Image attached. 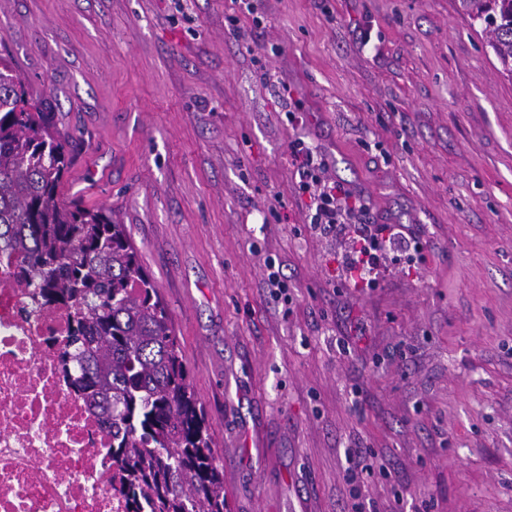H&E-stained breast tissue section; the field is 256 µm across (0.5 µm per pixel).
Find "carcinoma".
Wrapping results in <instances>:
<instances>
[{
	"instance_id": "obj_1",
	"label": "carcinoma",
	"mask_w": 512,
	"mask_h": 512,
	"mask_svg": "<svg viewBox=\"0 0 512 512\" xmlns=\"http://www.w3.org/2000/svg\"><path fill=\"white\" fill-rule=\"evenodd\" d=\"M512 80V0H456ZM67 144L0 57V244L24 256L27 288L72 309L65 369L111 424L131 512H226L224 469L170 314L124 225L66 200Z\"/></svg>"
}]
</instances>
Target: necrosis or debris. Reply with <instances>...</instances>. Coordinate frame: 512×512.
<instances>
[{
    "label": "necrosis or debris",
    "instance_id": "necrosis-or-debris-1",
    "mask_svg": "<svg viewBox=\"0 0 512 512\" xmlns=\"http://www.w3.org/2000/svg\"><path fill=\"white\" fill-rule=\"evenodd\" d=\"M0 249V512H128L105 417L66 374L65 305Z\"/></svg>",
    "mask_w": 512,
    "mask_h": 512
}]
</instances>
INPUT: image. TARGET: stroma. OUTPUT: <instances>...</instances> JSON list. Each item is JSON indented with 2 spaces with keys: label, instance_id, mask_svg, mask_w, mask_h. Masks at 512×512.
<instances>
[{
  "label": "stroma",
  "instance_id": "35a3bbf8",
  "mask_svg": "<svg viewBox=\"0 0 512 512\" xmlns=\"http://www.w3.org/2000/svg\"><path fill=\"white\" fill-rule=\"evenodd\" d=\"M253 2L0 0V55L168 308L228 512H512V82L452 0ZM298 137L421 262L349 285Z\"/></svg>",
  "mask_w": 512,
  "mask_h": 512
}]
</instances>
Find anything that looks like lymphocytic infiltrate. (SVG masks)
Listing matches in <instances>:
<instances>
[{
  "instance_id": "f902f5d3",
  "label": "lymphocytic infiltrate",
  "mask_w": 512,
  "mask_h": 512,
  "mask_svg": "<svg viewBox=\"0 0 512 512\" xmlns=\"http://www.w3.org/2000/svg\"><path fill=\"white\" fill-rule=\"evenodd\" d=\"M290 150L298 175L295 193L313 230L324 237L344 235L350 242L346 258L349 279L358 288L371 286L373 274L389 255L409 246L406 225L365 222L367 203L362 194L328 178L324 151L300 139L291 142Z\"/></svg>"
}]
</instances>
